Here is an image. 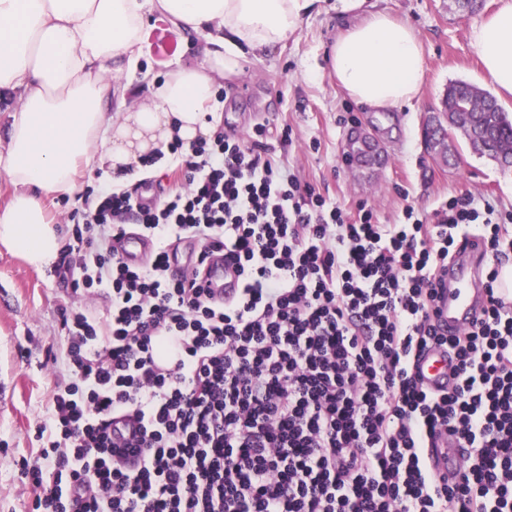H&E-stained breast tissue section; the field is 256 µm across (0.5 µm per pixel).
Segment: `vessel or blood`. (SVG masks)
I'll use <instances>...</instances> for the list:
<instances>
[{
  "mask_svg": "<svg viewBox=\"0 0 512 512\" xmlns=\"http://www.w3.org/2000/svg\"><path fill=\"white\" fill-rule=\"evenodd\" d=\"M180 265L203 264L206 287L212 288L217 301L235 296L242 286V277L236 264L225 260L221 250H210L202 254L200 245L192 239L176 241ZM155 244L147 234L126 231L121 239L119 255L128 265L141 266L145 256L153 255ZM488 257L484 249L458 251L448 268V279L444 288L439 289L436 299V321L449 333L458 334L471 327L476 315L488 304V296L480 283L484 278ZM422 385L430 390L438 389L448 380V359L443 351L433 350L419 361ZM466 449L448 447L439 454H427L426 460L435 475L446 471H460L466 462Z\"/></svg>",
  "mask_w": 512,
  "mask_h": 512,
  "instance_id": "obj_1",
  "label": "vessel or blood"
}]
</instances>
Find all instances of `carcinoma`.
I'll return each instance as SVG.
<instances>
[{
  "mask_svg": "<svg viewBox=\"0 0 512 512\" xmlns=\"http://www.w3.org/2000/svg\"><path fill=\"white\" fill-rule=\"evenodd\" d=\"M459 131L470 147L500 168H512V116L485 90L464 82L448 85L437 131Z\"/></svg>",
  "mask_w": 512,
  "mask_h": 512,
  "instance_id": "cac0c4a2",
  "label": "carcinoma"
}]
</instances>
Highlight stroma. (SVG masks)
Here are the masks:
<instances>
[{"mask_svg":"<svg viewBox=\"0 0 512 512\" xmlns=\"http://www.w3.org/2000/svg\"><path fill=\"white\" fill-rule=\"evenodd\" d=\"M373 8L414 25L425 46V83L410 106L380 114L357 105L330 75L327 51L345 21L337 0H323L319 13L276 52L248 57L241 77L224 83L221 130L248 133L255 124L270 129L274 158L349 212L373 211L381 224H397L412 205L427 223L449 197L475 198L512 213V170L461 145L462 160L448 169L424 149L422 123L440 108L449 83L465 81L483 90L491 84L471 45V31L497 7L481 0L472 12L455 0H368ZM198 36L178 30L160 16L146 23L150 46L144 66L165 73L194 56ZM366 126L386 147V163L369 175L348 169L341 154L348 131ZM292 139H281L283 128ZM88 306L102 315V302L75 294L54 268L36 269L0 247V512H32L34 490L22 474L38 452L37 427L56 385L69 380L68 339L60 326L62 307Z\"/></svg>","mask_w":512,"mask_h":512,"instance_id":"obj_1","label":"stroma"}]
</instances>
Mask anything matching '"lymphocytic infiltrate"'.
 Returning <instances> with one entry per match:
<instances>
[{"label": "lymphocytic infiltrate", "instance_id": "1", "mask_svg": "<svg viewBox=\"0 0 512 512\" xmlns=\"http://www.w3.org/2000/svg\"><path fill=\"white\" fill-rule=\"evenodd\" d=\"M268 134L169 143L183 190L138 207L107 189L75 222L66 271L105 316L61 311L70 380L25 467L34 512H512V311L489 304L460 336L430 316L459 236L492 256L493 290L512 250L495 209L453 197L437 223L409 205L380 224L281 169ZM131 226L157 245L137 269L112 245ZM183 236L238 262L232 303L170 273ZM169 335L180 365L162 373ZM428 347L454 356L451 389L416 378ZM443 432L470 450L452 483L424 459Z\"/></svg>", "mask_w": 512, "mask_h": 512}]
</instances>
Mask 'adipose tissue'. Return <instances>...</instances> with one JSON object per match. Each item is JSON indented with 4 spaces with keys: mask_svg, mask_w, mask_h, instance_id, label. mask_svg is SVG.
<instances>
[{
    "mask_svg": "<svg viewBox=\"0 0 512 512\" xmlns=\"http://www.w3.org/2000/svg\"><path fill=\"white\" fill-rule=\"evenodd\" d=\"M321 0H0V92L14 116L0 170L13 194L0 210V246L31 266H51L63 241L46 200L74 195L84 170L113 185L162 143L214 135L207 119L246 51L273 52L300 30ZM349 16L328 52L331 75L357 104L388 112L410 104L424 82V46L408 21L338 0ZM161 15L201 39L199 55L137 98L116 76L146 53L143 31ZM472 46L500 97L512 98V0L472 30Z\"/></svg>",
    "mask_w": 512,
    "mask_h": 512,
    "instance_id": "1",
    "label": "adipose tissue"
}]
</instances>
